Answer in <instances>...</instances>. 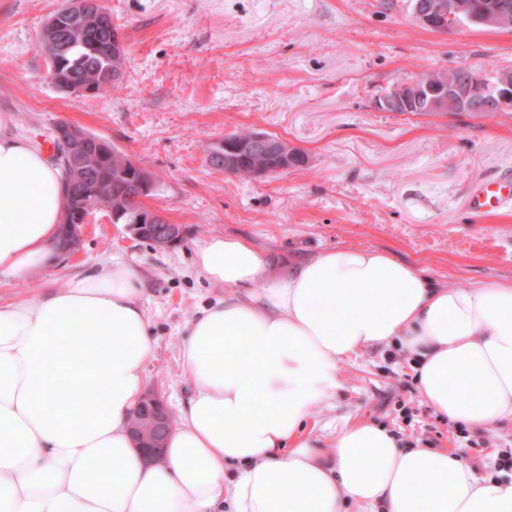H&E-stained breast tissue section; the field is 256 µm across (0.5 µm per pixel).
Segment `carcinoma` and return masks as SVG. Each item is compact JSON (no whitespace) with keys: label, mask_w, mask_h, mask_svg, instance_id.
Here are the masks:
<instances>
[{"label":"carcinoma","mask_w":512,"mask_h":512,"mask_svg":"<svg viewBox=\"0 0 512 512\" xmlns=\"http://www.w3.org/2000/svg\"><path fill=\"white\" fill-rule=\"evenodd\" d=\"M74 14L55 23H45L40 43L48 56L49 77L61 89L82 97L91 91H108L120 77L125 59L124 51H115L118 44V26L101 0H70ZM87 139L55 145L58 154L53 163L62 172L63 180L73 183L77 192L66 202L63 221L73 219V213L89 216L96 212L98 197L105 195L112 200V223L132 224L144 207L130 199V179L126 178L124 162L128 158L102 137L85 132ZM267 146L250 153L240 162L233 175L239 177H270L279 173L280 159L272 156L271 145L277 136L268 135ZM96 153L93 164H69V155ZM135 234L163 246L164 233L154 224L134 228ZM137 447H162L165 431L155 424L145 422L136 415L131 423Z\"/></svg>","instance_id":"1"}]
</instances>
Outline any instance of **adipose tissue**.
Segmentation results:
<instances>
[{
    "label": "adipose tissue",
    "instance_id": "ef3b65f1",
    "mask_svg": "<svg viewBox=\"0 0 512 512\" xmlns=\"http://www.w3.org/2000/svg\"><path fill=\"white\" fill-rule=\"evenodd\" d=\"M11 122L0 113V277L35 279L57 253L66 197L45 149ZM193 261L224 298L188 327L194 392L158 462L129 428L153 351L140 271L115 256L37 300H0V512H512V471L401 447L371 422L306 434L341 364L391 347L414 358L448 422L512 424V281L453 288L355 246L274 277L265 252L222 235Z\"/></svg>",
    "mask_w": 512,
    "mask_h": 512
}]
</instances>
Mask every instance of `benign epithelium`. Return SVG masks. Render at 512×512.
<instances>
[{
    "label": "benign epithelium",
    "instance_id": "7a95c632",
    "mask_svg": "<svg viewBox=\"0 0 512 512\" xmlns=\"http://www.w3.org/2000/svg\"><path fill=\"white\" fill-rule=\"evenodd\" d=\"M417 19L431 30L446 34L466 19L474 20L493 28L512 27V8L501 0H485L480 9H475L474 0H424L416 5ZM475 99L484 100L488 112L512 111V73L501 72L491 77L482 72H472L469 77L451 79L438 72L430 79L413 80L395 85L379 98V106L385 111H409L411 104L436 101L452 103L466 109ZM87 219L64 226V254L73 253L80 242L81 232ZM141 412L148 414L158 424L170 427L173 418L158 398H151Z\"/></svg>",
    "mask_w": 512,
    "mask_h": 512
}]
</instances>
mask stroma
I'll use <instances>...</instances> for the list:
<instances>
[{
	"instance_id": "35a3bbf8",
	"label": "stroma",
	"mask_w": 512,
	"mask_h": 512,
	"mask_svg": "<svg viewBox=\"0 0 512 512\" xmlns=\"http://www.w3.org/2000/svg\"><path fill=\"white\" fill-rule=\"evenodd\" d=\"M65 0H0V113L43 147L65 121L109 140L150 176L145 208L179 225L162 248L93 213L77 250L42 282L0 281V298L36 300L43 284L120 254L146 281L152 330L148 392L177 413L193 387L181 361L187 325L223 299L193 265L196 245L252 241L276 272L341 245L389 251L455 288L512 280V200L471 209L472 187L512 182V112L475 117L387 112L398 82L468 67L512 70V28L422 25L414 0H103L127 53L115 88L74 97L57 88L39 48ZM277 135L303 166L258 180L225 174L209 154L226 134ZM344 390L316 407L312 430L349 416L391 431L405 448H445L496 471L512 426L454 425L423 400L411 358L373 350L341 366Z\"/></svg>"
}]
</instances>
